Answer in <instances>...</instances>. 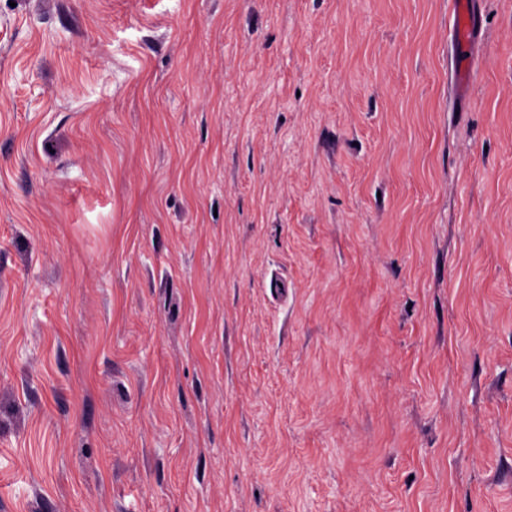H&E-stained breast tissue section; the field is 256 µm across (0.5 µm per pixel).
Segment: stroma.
<instances>
[{"instance_id":"stroma-1","label":"stroma","mask_w":512,"mask_h":512,"mask_svg":"<svg viewBox=\"0 0 512 512\" xmlns=\"http://www.w3.org/2000/svg\"><path fill=\"white\" fill-rule=\"evenodd\" d=\"M0 0V512H512V0ZM452 11L455 15L457 26L454 31V40L457 51L464 59L465 66L462 70L466 71L474 80L477 69L470 62V58L475 55L476 37L474 32V22L472 19V2L469 0H450Z\"/></svg>"}]
</instances>
